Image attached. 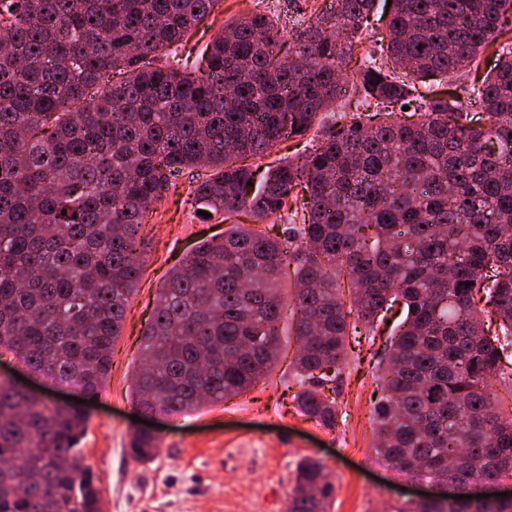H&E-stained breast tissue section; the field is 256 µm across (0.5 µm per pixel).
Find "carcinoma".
<instances>
[{
    "label": "carcinoma",
    "instance_id": "cac0c4a2",
    "mask_svg": "<svg viewBox=\"0 0 512 512\" xmlns=\"http://www.w3.org/2000/svg\"><path fill=\"white\" fill-rule=\"evenodd\" d=\"M219 2L0 0V355L97 399L142 275L144 218L193 170L200 209L267 226L201 242L159 289L139 409L179 415L262 382L291 267L302 415L336 427L325 385L399 298L407 318L386 353L375 452L431 483L512 478V409L490 391L512 384V46L493 50L465 101L418 87L467 71L512 0H392L388 40L351 79L375 0H336L292 28L286 57L277 23L256 13L215 36L205 67L177 58ZM405 106L418 120L395 117ZM318 121L321 145L276 162L252 192L241 160ZM286 211L301 223L271 235ZM481 301L499 320L492 336ZM88 422L0 379V512H100L78 449ZM157 451L153 433L133 435V459ZM334 493L305 458L289 512H326ZM397 512H512V499Z\"/></svg>",
    "mask_w": 512,
    "mask_h": 512
}]
</instances>
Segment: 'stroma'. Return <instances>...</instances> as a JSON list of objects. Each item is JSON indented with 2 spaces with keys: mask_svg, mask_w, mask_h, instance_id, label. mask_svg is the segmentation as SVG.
Listing matches in <instances>:
<instances>
[{
  "mask_svg": "<svg viewBox=\"0 0 512 512\" xmlns=\"http://www.w3.org/2000/svg\"><path fill=\"white\" fill-rule=\"evenodd\" d=\"M331 0H221L193 32L194 49L211 41L225 23L253 13L290 29L316 18ZM190 173L153 204L142 229L146 262L116 343L107 385L89 403L82 456L100 491L101 512H288L300 458L323 463L336 493L327 512H397L410 501L408 478L384 465L374 450L371 409L380 393L375 368L385 336L400 322L389 311L374 343L351 347L336 400L340 416L329 430L299 414V386L289 363L297 343L296 321L284 309L280 360L255 388L224 402L177 415L155 416L158 456L139 463L129 454L137 424L133 372L156 294L169 271L200 242L223 237L225 227L199 220L189 189Z\"/></svg>",
  "mask_w": 512,
  "mask_h": 512,
  "instance_id": "stroma-1",
  "label": "stroma"
}]
</instances>
